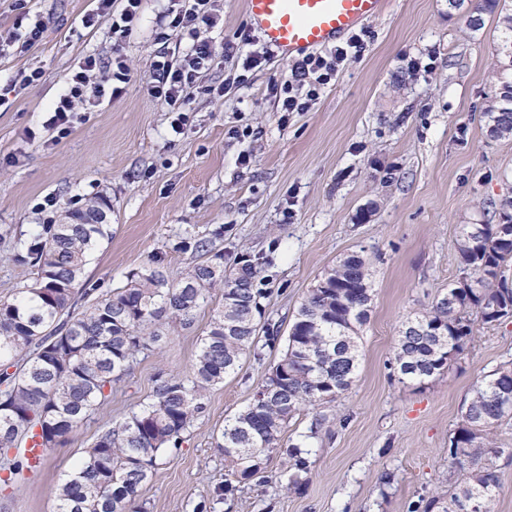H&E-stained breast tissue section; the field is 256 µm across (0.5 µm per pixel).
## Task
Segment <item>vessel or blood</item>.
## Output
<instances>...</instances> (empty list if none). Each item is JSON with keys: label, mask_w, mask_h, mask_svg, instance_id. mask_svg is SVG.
<instances>
[{"label": "vessel or blood", "mask_w": 512, "mask_h": 512, "mask_svg": "<svg viewBox=\"0 0 512 512\" xmlns=\"http://www.w3.org/2000/svg\"><path fill=\"white\" fill-rule=\"evenodd\" d=\"M384 7L385 0H245L251 24L284 60L334 46Z\"/></svg>", "instance_id": "vessel-or-blood-1"}]
</instances>
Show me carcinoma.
Returning a JSON list of instances; mask_svg holds the SVG:
<instances>
[{
  "label": "carcinoma",
  "instance_id": "carcinoma-1",
  "mask_svg": "<svg viewBox=\"0 0 512 512\" xmlns=\"http://www.w3.org/2000/svg\"><path fill=\"white\" fill-rule=\"evenodd\" d=\"M507 0H477L465 23L479 29L482 15L502 26L501 44H512V7ZM489 135L512 137V79L485 111ZM101 197L66 214L65 224H43L20 243L18 259L35 268L31 285L0 303V484L19 479L28 464L8 457L30 432L52 448L86 423L112 396L139 357L170 333L190 330L197 311L221 300L199 339L192 371L160 379L154 398L123 423L99 433L91 448L58 483L56 512H142L136 505L161 455L180 447L206 411L207 391L235 373L248 354L261 357L283 346L262 388L245 410L225 422L214 448L234 474L249 480L263 473L273 455L287 448L288 488L298 490L312 461L299 443L283 444L289 420L336 400L352 385L358 368L359 330L369 317L372 276L367 260L351 253L327 269L310 288L288 328L266 324L259 335L263 291L254 287L249 261L224 268L213 253L171 278L159 261L130 274L127 283L94 299L77 313L76 296L91 290L83 281L88 253L111 235ZM495 224H464L458 240L460 276L448 292L406 321L390 368L401 380L423 382L440 374L463 352L478 324L512 317V285L504 274L512 262V199L489 201ZM512 419V367L501 366L473 386L450 439V472L462 476L443 501L420 498L410 512H488L498 484L496 459L505 449L489 434ZM235 491L229 480L216 499L193 512H215Z\"/></svg>",
  "mask_w": 512,
  "mask_h": 512
}]
</instances>
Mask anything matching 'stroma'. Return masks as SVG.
<instances>
[{
    "mask_svg": "<svg viewBox=\"0 0 512 512\" xmlns=\"http://www.w3.org/2000/svg\"><path fill=\"white\" fill-rule=\"evenodd\" d=\"M222 17L205 31L216 53L186 103L189 120L173 132V113L148 97L166 0H144L140 24L122 42L109 25L88 28L96 0H0V303L30 283L19 240L59 201L57 218L107 196L112 236L87 265L89 287L105 293L160 258L171 277L221 252L225 266L250 260L263 288L264 321L288 325L311 285L346 254L372 270L373 302L360 333L357 376L334 402L303 412L293 437L317 425L313 465L301 490L286 489L288 458L268 463L267 482L238 484L217 512H408L421 496L447 495L448 448L472 387L512 365V318L479 327L440 375L399 381L388 369L407 319L442 295L460 274L461 228L484 220L482 205L512 198V140L488 136L484 112L497 85L496 16L468 29L448 0H387L366 26V47L306 112L281 116L271 87L288 65L269 56L243 71V45L267 44L250 27L244 0H216ZM43 34L23 48L26 33ZM121 49L131 80L117 100L78 111L70 135L54 139L43 112L88 54L109 60ZM431 59L410 73L406 58ZM40 71L27 88L22 76ZM245 75L224 98L203 88ZM375 203L370 220L359 213ZM210 319L173 333L115 386L111 400L76 432L48 449L42 469L11 485L0 512H55L54 488L95 436L151 401L160 377L188 375ZM279 351L247 356L206 395V410L180 448L164 456L140 493L146 512H189L215 496L227 477L213 437L243 411L266 381ZM505 453L490 512H512V421L495 431Z\"/></svg>",
    "mask_w": 512,
    "mask_h": 512,
    "instance_id": "1",
    "label": "stroma"
}]
</instances>
